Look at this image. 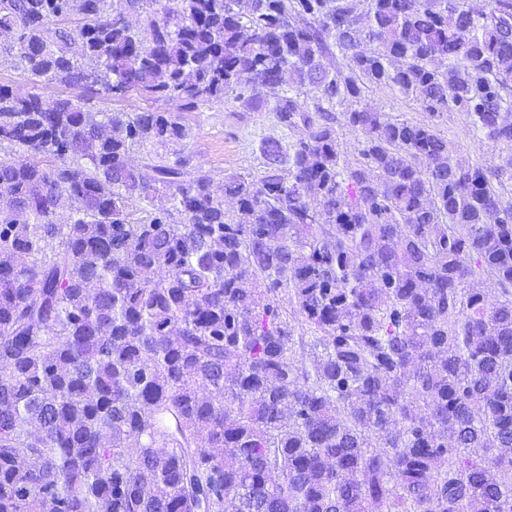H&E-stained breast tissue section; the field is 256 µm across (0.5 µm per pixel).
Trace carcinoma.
Here are the masks:
<instances>
[{"instance_id":"carcinoma-1","label":"carcinoma","mask_w":512,"mask_h":512,"mask_svg":"<svg viewBox=\"0 0 512 512\" xmlns=\"http://www.w3.org/2000/svg\"><path fill=\"white\" fill-rule=\"evenodd\" d=\"M174 2L0 0L10 67L83 90L0 83V512H512V172L437 130L512 149V0ZM374 86L427 119L336 111ZM100 90L304 135L220 196ZM0 83H8L12 85L13 89L21 94L35 92L46 102L55 101L58 97L63 95L75 96L79 94L78 90L66 89L56 84L43 83L37 88H32V86L22 78H18L17 72L13 71L6 65L0 66ZM439 130L448 140V155L453 163L459 159L476 157L478 134L464 114L448 112L441 118Z\"/></svg>"}]
</instances>
